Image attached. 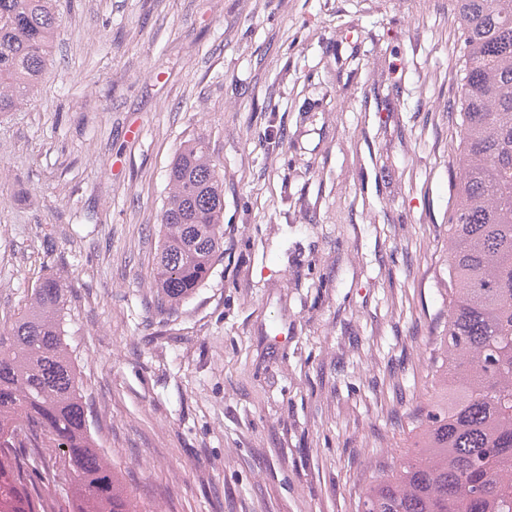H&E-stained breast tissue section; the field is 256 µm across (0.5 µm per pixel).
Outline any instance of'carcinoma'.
Listing matches in <instances>:
<instances>
[{
    "label": "carcinoma",
    "mask_w": 512,
    "mask_h": 512,
    "mask_svg": "<svg viewBox=\"0 0 512 512\" xmlns=\"http://www.w3.org/2000/svg\"><path fill=\"white\" fill-rule=\"evenodd\" d=\"M465 31L449 197L448 321L435 337L436 388L416 410L399 465L360 512H512V0H456ZM54 0H0V114L17 111L49 63ZM153 272L157 303L194 298L224 255V189L204 141L169 172ZM68 288L43 277L0 325V512H143L91 432L66 340ZM70 479L60 501L45 490Z\"/></svg>",
    "instance_id": "obj_1"
}]
</instances>
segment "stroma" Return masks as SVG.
I'll return each mask as SVG.
<instances>
[{"mask_svg":"<svg viewBox=\"0 0 512 512\" xmlns=\"http://www.w3.org/2000/svg\"><path fill=\"white\" fill-rule=\"evenodd\" d=\"M455 0H56L0 116V320L47 275L107 457L146 512H358L409 449L448 317ZM201 139L224 255L152 283Z\"/></svg>","mask_w":512,"mask_h":512,"instance_id":"35a3bbf8","label":"stroma"}]
</instances>
